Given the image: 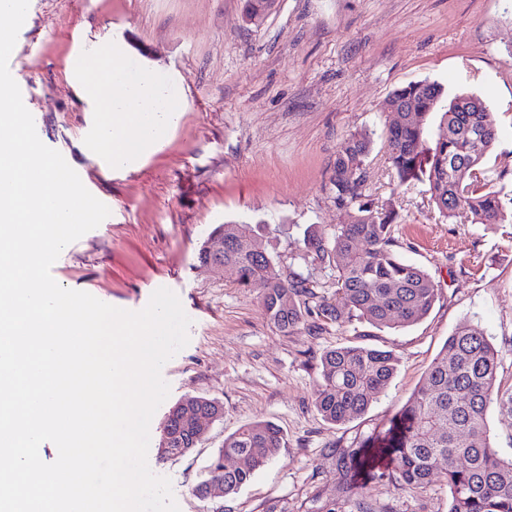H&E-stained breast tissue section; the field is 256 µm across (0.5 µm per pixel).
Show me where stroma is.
Masks as SVG:
<instances>
[{"mask_svg":"<svg viewBox=\"0 0 512 512\" xmlns=\"http://www.w3.org/2000/svg\"><path fill=\"white\" fill-rule=\"evenodd\" d=\"M247 0H30L9 71L36 132L68 164L90 174L112 205L110 223L69 244L51 269L62 287L142 310L156 287L180 299L188 345L162 368L170 387L150 423L147 460L169 478L180 512H212L192 489L224 439L269 421L284 435L275 461L224 512H317L343 498L331 445L350 446L387 426L422 383L458 327L482 329L498 351V379L512 387V224L442 218L425 184L395 189L384 103L424 80L467 90L494 112L498 139L486 163L491 185L512 197V0H277L262 25ZM109 46L155 72L179 99L178 122L154 150L106 170L88 148L98 124L74 83L70 34ZM371 139L367 189L375 207L400 215L396 250L437 288L416 324L377 328L356 320L316 334L276 330L255 292L233 272L197 259L218 224H261L257 243L289 263L314 225L344 223L329 198L336 151L351 133ZM356 344L392 352L397 373L362 415L333 425L312 397L322 352ZM187 395L224 404L194 454L173 460L159 443L170 408ZM374 512H448L441 483L412 492L388 481L367 489Z\"/></svg>","mask_w":512,"mask_h":512,"instance_id":"stroma-1","label":"stroma"}]
</instances>
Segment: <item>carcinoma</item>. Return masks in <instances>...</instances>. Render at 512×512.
Returning a JSON list of instances; mask_svg holds the SVG:
<instances>
[{
  "label": "carcinoma",
  "instance_id": "cac0c4a2",
  "mask_svg": "<svg viewBox=\"0 0 512 512\" xmlns=\"http://www.w3.org/2000/svg\"><path fill=\"white\" fill-rule=\"evenodd\" d=\"M386 106L405 110L386 131L388 160L403 186L428 184L431 200L447 220L466 215L473 224L512 221V198L483 183L484 160L497 142V124L484 100L473 92L450 96L431 81L396 90ZM442 110L434 147H423L426 112ZM370 140L354 133L340 146L329 178V195L347 220L332 236L304 230L303 248L283 265L267 251L254 249L261 225H224V266L236 282L257 293L268 322L283 333L321 323L352 319L376 327H405L423 319L437 288L421 268L401 260L394 249L398 215L374 209L366 194ZM334 273L335 291L322 294L320 275ZM389 351L359 345L325 350L312 404L327 423L341 424L363 414L397 372ZM498 351L477 327L464 325L448 336L430 365L424 383L385 430L356 448L333 446L332 456L347 496L317 512H345L359 493L366 468L372 479L388 480L409 491L439 481L448 489V512H512V458L500 456L490 440L491 405L512 416V390L497 383ZM196 396H186L170 411L163 428L196 448L193 418ZM280 430L252 422L224 438V454L238 466L224 472V496L237 493L282 448Z\"/></svg>",
  "mask_w": 512,
  "mask_h": 512
}]
</instances>
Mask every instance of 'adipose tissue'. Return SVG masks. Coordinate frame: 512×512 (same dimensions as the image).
<instances>
[{
  "label": "adipose tissue",
  "mask_w": 512,
  "mask_h": 512,
  "mask_svg": "<svg viewBox=\"0 0 512 512\" xmlns=\"http://www.w3.org/2000/svg\"><path fill=\"white\" fill-rule=\"evenodd\" d=\"M86 94L103 108L90 149L124 166L150 151L168 130L177 100L157 75L132 71L119 54L99 51L82 78Z\"/></svg>",
  "instance_id": "ef3b65f1"
}]
</instances>
